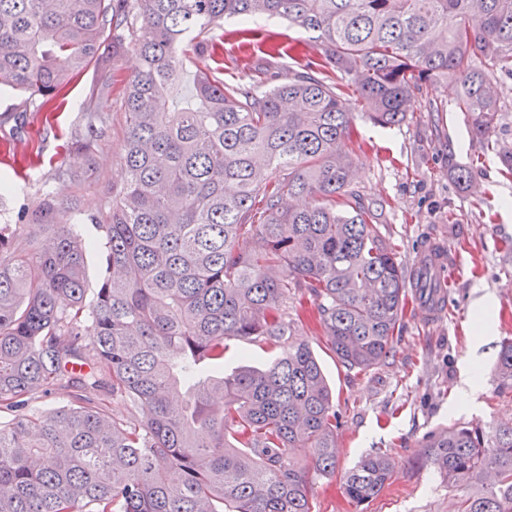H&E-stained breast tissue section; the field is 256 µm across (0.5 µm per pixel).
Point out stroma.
Wrapping results in <instances>:
<instances>
[{"mask_svg":"<svg viewBox=\"0 0 512 512\" xmlns=\"http://www.w3.org/2000/svg\"><path fill=\"white\" fill-rule=\"evenodd\" d=\"M259 26L265 46L293 44L306 55L315 52L311 33L286 21L263 19ZM238 43L235 24H225V82L258 80L266 89L276 85V73L287 66V59L277 60L272 74L260 80ZM96 77V70L85 71L71 84L60 110L28 113L22 132H14L9 123L0 125V181L21 188L18 194L0 198L1 212L36 207L47 185L57 195L71 196L74 186L55 177L63 160L83 171L87 184L81 192L86 220L80 233L100 238L88 218L103 207L107 189L124 180V114L123 86L118 83L103 104L112 116L106 139L92 158L75 150L78 107ZM459 91L458 81L437 83L432 95L440 111H425L422 99H415L406 121L392 128L355 118L352 138L342 143L355 164L353 187L381 211L380 230L396 244L398 260L413 266L421 243L435 236L444 241L456 274L446 313L426 324L413 309H406L393 356L386 365L366 372L343 367L320 328L297 322L298 314L313 307L309 297L289 301L288 317L318 356L340 416L337 473L314 480V512H457L462 493L442 482L427 461L423 445L428 436L457 422H512V396L498 393L493 373L503 339L512 338V179L503 175L494 152L472 146L467 117L456 106ZM458 166L469 168L467 183L457 182ZM484 292L496 300V330L491 342L478 348L470 338V321L474 301ZM471 364L477 367L480 384L475 405L452 409L454 386ZM377 448L395 461L396 474L375 500L354 506L343 495L339 475Z\"/></svg>","mask_w":512,"mask_h":512,"instance_id":"35a3bbf8","label":"stroma"}]
</instances>
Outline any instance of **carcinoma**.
Returning a JSON list of instances; mask_svg holds the SVG:
<instances>
[{
    "mask_svg": "<svg viewBox=\"0 0 512 512\" xmlns=\"http://www.w3.org/2000/svg\"><path fill=\"white\" fill-rule=\"evenodd\" d=\"M263 17L315 33L314 56L269 90L225 83L224 23L250 51V23ZM130 46L126 177L90 217L103 243L71 228L75 196L48 194L0 224V412L10 415L0 512H313V477L336 472L339 416L317 357L294 337L288 300L311 295L330 350L366 371L391 356L410 296L339 143L354 134V107L390 128L451 77L473 143L512 177L491 94L496 73L512 76V0H0V90L27 94L23 111L58 109L74 79L101 72L83 108L89 158ZM195 53L213 67L180 104L174 90ZM298 55L272 47L252 69ZM301 195L310 207L291 205ZM32 224L39 235L16 252ZM97 247L92 294L85 257ZM231 339L280 355L216 374ZM89 350L104 366L85 373ZM494 377L512 393V339ZM51 392L69 404L29 410ZM294 448L310 449L312 465ZM426 448L448 486L469 490L459 512H512L511 425L455 424ZM395 474L391 457L368 453L343 475V493L358 507Z\"/></svg>",
    "mask_w": 512,
    "mask_h": 512,
    "instance_id": "obj_1",
    "label": "carcinoma"
}]
</instances>
